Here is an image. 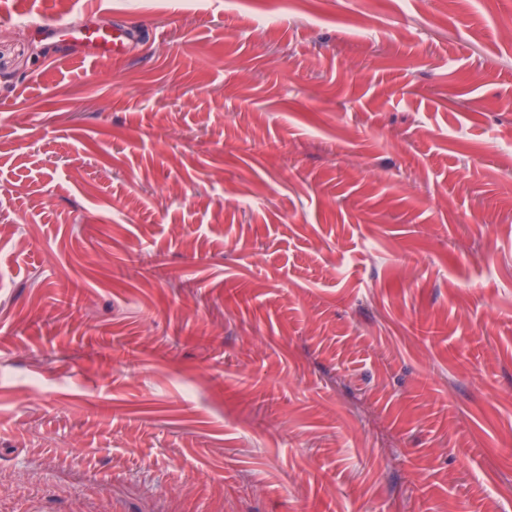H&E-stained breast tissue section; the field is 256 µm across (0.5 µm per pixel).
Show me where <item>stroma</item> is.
I'll return each mask as SVG.
<instances>
[{"label": "stroma", "mask_w": 512, "mask_h": 512, "mask_svg": "<svg viewBox=\"0 0 512 512\" xmlns=\"http://www.w3.org/2000/svg\"><path fill=\"white\" fill-rule=\"evenodd\" d=\"M92 2L0 0L6 512H512V0ZM51 37L68 36L85 50L100 59H111L125 54L135 38V29L123 23L96 22L80 24L71 18L44 22Z\"/></svg>", "instance_id": "stroma-1"}]
</instances>
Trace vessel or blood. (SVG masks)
Wrapping results in <instances>:
<instances>
[{
    "label": "vessel or blood",
    "instance_id": "vessel-or-blood-1",
    "mask_svg": "<svg viewBox=\"0 0 512 512\" xmlns=\"http://www.w3.org/2000/svg\"><path fill=\"white\" fill-rule=\"evenodd\" d=\"M45 27L49 36H68L100 59L122 56L135 38L134 28L117 22L85 25L69 18H59L46 21Z\"/></svg>",
    "mask_w": 512,
    "mask_h": 512
}]
</instances>
